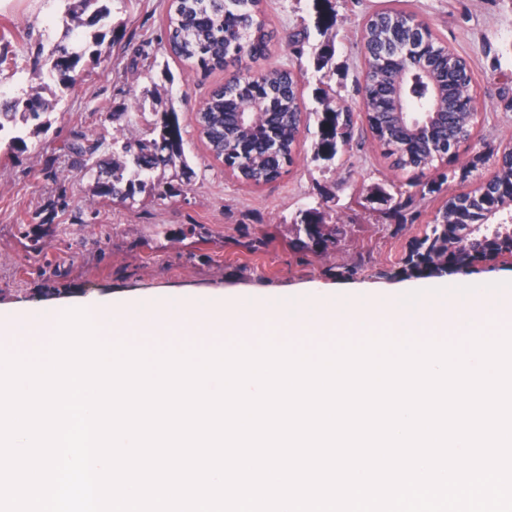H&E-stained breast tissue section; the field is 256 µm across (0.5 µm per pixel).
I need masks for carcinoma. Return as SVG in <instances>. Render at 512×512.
Wrapping results in <instances>:
<instances>
[{"instance_id":"obj_1","label":"carcinoma","mask_w":512,"mask_h":512,"mask_svg":"<svg viewBox=\"0 0 512 512\" xmlns=\"http://www.w3.org/2000/svg\"><path fill=\"white\" fill-rule=\"evenodd\" d=\"M99 0H73L71 21L78 26L104 28L110 12ZM263 0H171L166 39L175 57L194 63L205 72L222 70L229 61L240 64L238 74L215 90L197 112V123L210 151L238 179L254 185L281 177L293 164L301 134L303 103L295 73L288 68L255 70L251 64L269 56L272 32L267 28ZM317 25L329 28L336 15L331 0H316ZM74 48L54 46L49 52L50 75L61 88L70 87L90 65L101 64L99 34H82ZM365 79L361 108L373 140L382 154L401 170L424 172L436 163L457 158L456 150L471 138L476 113L460 106L471 98L472 73L467 60L439 39L429 24L402 9L376 11L363 25ZM418 44L421 68L409 71L403 89L396 86L398 65L391 48ZM144 42L132 63L144 72L155 62ZM63 55H57L58 49ZM51 103L40 93L14 99L0 112V133L10 134V146L23 151L24 137L12 134L17 122L42 126ZM448 112V125H439L432 141L399 116L433 111ZM124 121L112 141V161L97 171L92 196L127 202L145 193L164 200L179 196L195 176L184 153L178 112L159 96L135 100L110 112ZM318 139L314 158L331 161L352 138L357 124L354 109L325 106L317 113ZM104 141L82 134L59 147L62 156L94 170ZM448 179L425 185L408 183L397 195L379 192L374 200L398 214L417 196L441 190ZM290 247L305 261L336 248V227L323 223L316 208L301 213L292 224ZM505 253L512 254V143L506 145L492 176L472 190L448 197L426 226L422 237L409 245L397 273L417 276L472 273L476 267Z\"/></svg>"}]
</instances>
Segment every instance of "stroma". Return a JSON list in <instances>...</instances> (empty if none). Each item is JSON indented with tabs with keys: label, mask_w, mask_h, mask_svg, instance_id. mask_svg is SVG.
Wrapping results in <instances>:
<instances>
[{
	"label": "stroma",
	"mask_w": 512,
	"mask_h": 512,
	"mask_svg": "<svg viewBox=\"0 0 512 512\" xmlns=\"http://www.w3.org/2000/svg\"><path fill=\"white\" fill-rule=\"evenodd\" d=\"M170 0H105L112 31L100 45L101 68L83 74L59 94L48 129L24 126L25 151L0 142V305H51L103 296L150 297L209 294L235 288L250 294L282 296L312 284L351 288L361 283L395 284L389 269L399 266L409 243L422 235L448 196L471 190L491 177L497 153L512 142V0H334L336 23L315 26L313 0H264L274 46L267 64L287 66L300 81L304 104L316 108L319 83L335 92L336 106L359 108L364 85L361 34L366 17L384 8L415 14L469 63L478 100L471 140L455 162L425 171L430 182L447 174L440 192L417 199V220L403 225L383 215L371 197L377 188L396 192L411 172L392 167L366 124H358L334 160L313 157L314 118H304L292 165L275 182L249 185L225 170L209 151L196 112L236 71L235 66L205 73L172 56L166 45ZM68 0H0V52L21 58L19 66L0 65V108L47 85L48 55L69 44ZM307 31L302 53L291 34ZM161 63L144 77L132 65L142 41ZM332 42L335 54L317 69L314 49ZM171 91L178 99L184 147L196 176L183 195L136 203L96 200L85 170L58 157L57 146L73 133L112 139L109 114L135 96ZM70 201L55 210L59 195ZM318 208L335 225L339 244L327 256L300 262L289 246V226L299 212ZM37 228L42 251L28 248L20 225ZM201 224L206 238L187 233ZM267 238L266 247L240 246L242 235ZM363 259L354 278L333 276L332 264Z\"/></svg>",
	"instance_id": "35a3bbf8"
}]
</instances>
